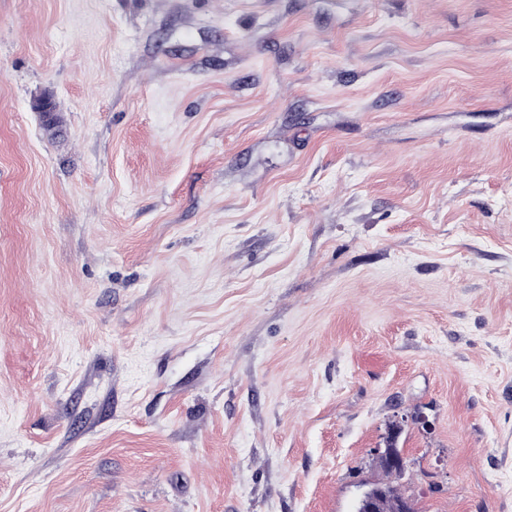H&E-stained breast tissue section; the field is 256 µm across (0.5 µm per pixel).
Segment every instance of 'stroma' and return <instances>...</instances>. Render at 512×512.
I'll return each mask as SVG.
<instances>
[{
	"instance_id": "35a3bbf8",
	"label": "stroma",
	"mask_w": 512,
	"mask_h": 512,
	"mask_svg": "<svg viewBox=\"0 0 512 512\" xmlns=\"http://www.w3.org/2000/svg\"><path fill=\"white\" fill-rule=\"evenodd\" d=\"M399 418L512 512V0H0V512H354Z\"/></svg>"
}]
</instances>
